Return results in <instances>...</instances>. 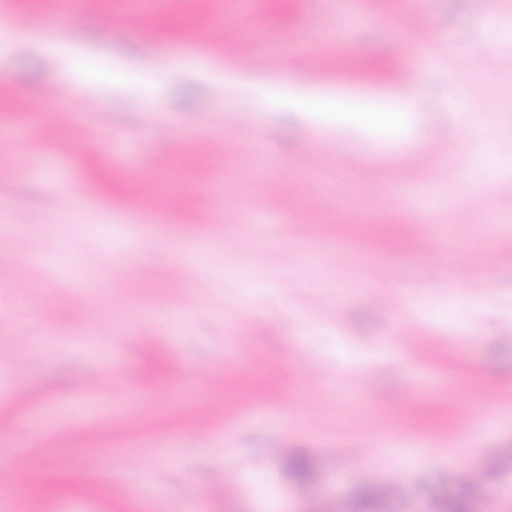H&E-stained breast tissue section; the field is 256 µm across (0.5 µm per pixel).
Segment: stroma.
<instances>
[{
    "instance_id": "1",
    "label": "stroma",
    "mask_w": 512,
    "mask_h": 512,
    "mask_svg": "<svg viewBox=\"0 0 512 512\" xmlns=\"http://www.w3.org/2000/svg\"><path fill=\"white\" fill-rule=\"evenodd\" d=\"M336 2L314 20L306 0H257L221 30L225 0H173L151 53L110 0L63 24L57 0H16L17 24L45 32L14 43L0 88V355L17 359L0 365V459L24 487L0 488V512H350L368 468L399 486L386 512H443L463 492L474 512H512V41L476 71L484 0H364L327 47L346 67L318 54L265 71L266 41L327 32ZM424 23L438 36L425 59ZM409 70L401 125L333 121L323 141L314 117L256 91L276 79L398 104ZM460 112L479 115V138ZM220 137L239 151L205 152ZM489 140L506 171L485 187ZM146 175L177 201L160 223L140 209ZM267 175L288 209L248 210ZM84 185V205L47 206ZM300 211L316 238L291 235ZM188 246L205 259L182 264L179 285L169 272ZM124 276L138 287L92 297ZM415 336L432 345L417 362ZM111 363L118 376L88 391ZM457 403L488 423L472 490L457 478ZM370 445L382 451L368 463L347 454ZM292 455L310 461L307 481Z\"/></svg>"
}]
</instances>
